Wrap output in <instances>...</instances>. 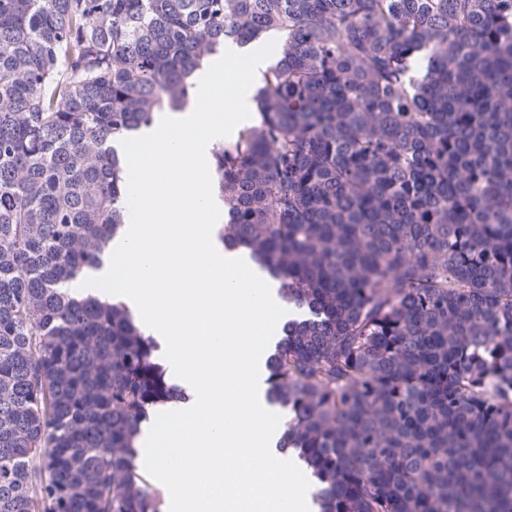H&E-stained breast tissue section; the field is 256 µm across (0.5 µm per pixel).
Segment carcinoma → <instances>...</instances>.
Instances as JSON below:
<instances>
[{"label": "carcinoma", "mask_w": 512, "mask_h": 512, "mask_svg": "<svg viewBox=\"0 0 512 512\" xmlns=\"http://www.w3.org/2000/svg\"><path fill=\"white\" fill-rule=\"evenodd\" d=\"M267 37L211 152L224 249L298 313L264 366L318 512H512V0H0V512H163L185 403L122 300L121 141Z\"/></svg>", "instance_id": "cac0c4a2"}]
</instances>
